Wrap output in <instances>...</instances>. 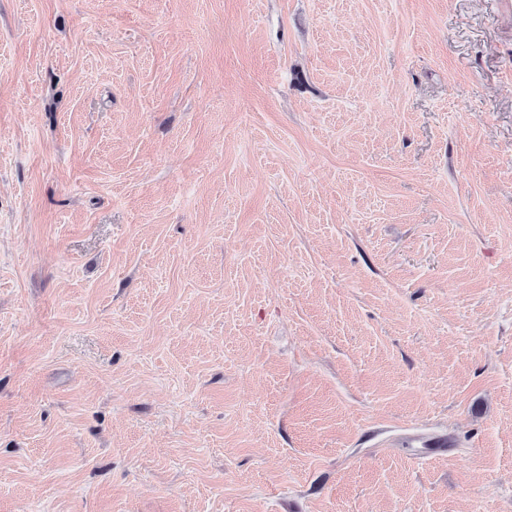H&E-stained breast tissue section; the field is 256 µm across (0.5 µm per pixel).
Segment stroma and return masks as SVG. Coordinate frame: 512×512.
<instances>
[{"label":"stroma","mask_w":512,"mask_h":512,"mask_svg":"<svg viewBox=\"0 0 512 512\" xmlns=\"http://www.w3.org/2000/svg\"><path fill=\"white\" fill-rule=\"evenodd\" d=\"M0 512H512L498 0H0Z\"/></svg>","instance_id":"1"}]
</instances>
